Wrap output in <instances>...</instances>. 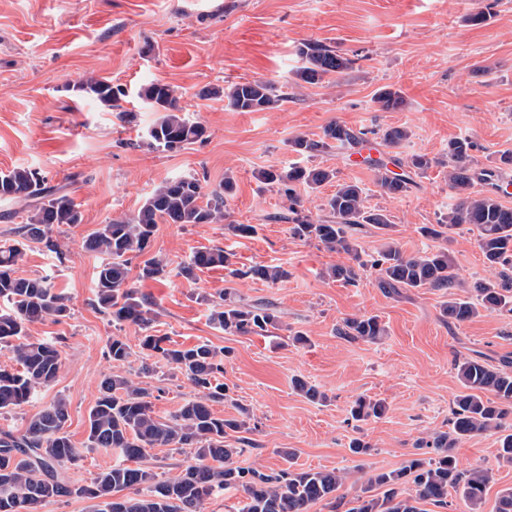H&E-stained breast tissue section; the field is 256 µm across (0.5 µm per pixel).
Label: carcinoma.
Listing matches in <instances>:
<instances>
[{
    "instance_id": "cac0c4a2",
    "label": "carcinoma",
    "mask_w": 512,
    "mask_h": 512,
    "mask_svg": "<svg viewBox=\"0 0 512 512\" xmlns=\"http://www.w3.org/2000/svg\"><path fill=\"white\" fill-rule=\"evenodd\" d=\"M305 60L297 77L311 85L342 72L351 64L325 45L308 42L299 49ZM78 89L92 95L102 106L119 107L125 96L120 88L105 81H87ZM210 96H223L238 112L273 109L287 98L273 84L260 81L235 82ZM154 111L160 113L147 131L149 144L164 151H176L207 138L206 127L186 117L177 104L174 88L154 81L139 92ZM386 112L405 105L401 92L381 88L374 97ZM369 131L339 122L328 124L318 138L304 135L289 142L291 151L315 157L333 149L358 150L367 142ZM409 136L403 127H388L381 141L397 147ZM474 145L466 138L448 143V186L456 203L445 220L420 227L423 237L448 240L449 233L463 225L478 231V245L490 268L512 265V208L496 197L475 191V184L486 183L495 171L477 167L472 155ZM376 171L381 193L396 196L408 191L412 177L398 176L380 161H370ZM336 178V171L316 166L267 169L259 173L262 183L288 201L292 234L305 241L344 252L357 266L335 265L329 277L351 284L357 281L356 268L376 270L383 288H431L448 290L463 287L454 271L448 248L441 246L421 254L406 255L393 237L395 225L382 209L366 205L364 189L357 183L337 185L328 199L332 220L313 218L297 196L299 185L320 187ZM233 182H224L205 191L203 180L195 175L170 179L145 200L129 218L114 219L88 237L86 250L107 256L96 273L94 306L112 316L116 323L128 322L142 331L140 349L154 353L166 364L183 373L197 396L184 403L176 414L162 418L155 414L148 388L127 377L108 376L100 382V396L88 415V445L116 450L123 463L101 472L89 486L71 485L66 463L79 458L65 430L69 420L67 403L59 398L33 416L25 432L16 436L0 433V512H37L44 503L61 496H77L97 501V512H205L206 500L219 491L236 490L243 494L241 512H309L312 505L327 502L334 512L345 505L339 490L349 480L358 482L361 467L328 471L281 469L266 473L256 467L238 465L243 446L251 445L241 433L250 431L245 418L217 416L212 405L228 398L229 388L219 382L224 365L218 353L207 343L171 346L167 337L154 334V318L148 302L138 296L129 281V264L144 255L159 224H217L224 221V206ZM0 200L20 203L27 212L20 227L21 240L0 242V347H7L17 368L0 369V411L28 403L56 378L61 355L51 343L22 341L26 326L52 319L60 323L70 315V307L43 278L15 275L14 267L24 255V242L57 249L53 227L81 223L75 201L66 193L47 186L39 173L16 167L0 173ZM369 225L384 240L383 245L362 259L364 249L357 233ZM228 258L221 247L200 250L179 268V274L193 279L212 267H224ZM167 261L150 257L143 261L139 277L162 279L169 275ZM236 278L245 277L276 283L288 277V271L276 265L259 264L245 271L232 269ZM472 296L448 294L442 304L443 316L464 323L480 312H512V285L476 281ZM211 323L231 336H262L276 327L278 315L270 306L243 305L224 291L221 302L209 315ZM384 328L376 316L348 318L339 334L353 340L374 341ZM112 364L123 365L131 356L130 346L114 336L107 343ZM462 390L456 395L449 420L450 428L433 436L427 445L435 456L413 458L389 473L369 477L362 494L352 500L345 512H423L421 503L449 506L450 491L461 492L470 512H481L489 483V471L459 467L454 447L466 437L501 428L512 414V371L494 367L477 357L454 362ZM385 412L380 400L357 398L350 415L354 421L379 418ZM238 437H232V434ZM170 447L188 452L190 460L180 475L161 480L140 464L147 450ZM381 490V495L374 490Z\"/></svg>"
}]
</instances>
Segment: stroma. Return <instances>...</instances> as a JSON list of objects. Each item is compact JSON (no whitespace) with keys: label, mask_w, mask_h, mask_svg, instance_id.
<instances>
[{"label":"stroma","mask_w":512,"mask_h":512,"mask_svg":"<svg viewBox=\"0 0 512 512\" xmlns=\"http://www.w3.org/2000/svg\"><path fill=\"white\" fill-rule=\"evenodd\" d=\"M480 9L486 22L471 24ZM310 41L350 58L349 68L317 85L298 80V51ZM90 78L125 90L121 109L136 113L134 124L78 91ZM156 80L173 87L183 112L206 126L205 142L176 152L148 146L146 131L157 114L138 90ZM241 80L275 83L288 99L270 111L238 112L226 99L205 94ZM385 86L402 93V110L386 112L375 102ZM332 122L405 127L409 137L402 146H379V157L424 154L434 164L414 176L407 193L391 198L376 186L370 164L353 161L351 152L316 156L312 165L337 172L336 182L297 189L316 218L329 219L326 200L337 182L356 181L368 206L389 215L406 254L437 248L419 229L448 213L452 192L440 161L457 138L474 142L479 166L498 168L497 195L512 207V166L499 165L500 152L512 149V0H204L200 7L194 0H0V171L36 170L69 194L82 215L79 224L54 228L59 253L30 245L15 268L19 276L48 279L67 298L71 315L27 325V340L55 343L62 365L51 386L28 404L0 413V432L23 434L29 417L64 398L66 431L81 450L67 473L83 486L118 460L86 445L88 414L104 377L142 381L162 417L194 397L182 373L139 352L138 327L116 324L93 306L100 257L83 243L102 224L134 215L166 180L195 174L211 188L232 178L226 223L158 225L149 252L168 261V277L139 279L136 259L130 273L155 315V329L172 345L207 343L228 351L221 380L229 398L213 410L227 418L244 408L251 414L255 447L240 465L267 472L360 465L373 474L400 469L415 455L433 457V449L416 442L448 428L460 390L455 360L511 362L512 314L485 312L456 324L441 312L444 292H394L381 287L370 268L360 270L354 285L327 276L349 256L295 238L287 202L258 173L302 164L290 140L317 137ZM234 224L255 231L237 236ZM214 246L224 248L229 267L189 280L179 276L195 251ZM447 246L463 281L512 278V268L487 267L474 227L450 233ZM257 264L281 266L288 276L272 284L231 275ZM228 288L243 304L273 305L279 328L266 336H230L215 328L209 307ZM362 315L378 316L386 329L380 340L339 336L345 319ZM297 331L307 343L292 342ZM115 336L134 351L128 364L113 365L107 356ZM145 361L155 371L143 377ZM297 378L324 392L326 401L297 391ZM361 396L385 401L384 416L354 423L350 408ZM356 438L370 445L369 454L350 452ZM498 448L492 431L465 438L454 450L461 466L490 473L483 512H496L500 491L512 487V465L499 461Z\"/></svg>","instance_id":"35a3bbf8"}]
</instances>
